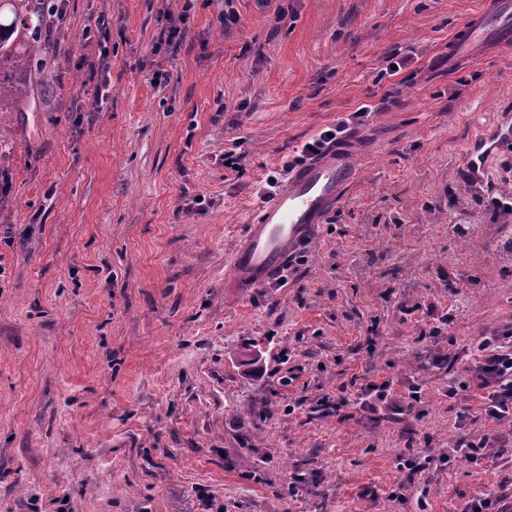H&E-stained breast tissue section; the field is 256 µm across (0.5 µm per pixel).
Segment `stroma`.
<instances>
[{"label": "stroma", "mask_w": 512, "mask_h": 512, "mask_svg": "<svg viewBox=\"0 0 512 512\" xmlns=\"http://www.w3.org/2000/svg\"><path fill=\"white\" fill-rule=\"evenodd\" d=\"M184 4L62 0L49 70L10 71L26 97L0 112V512H206L202 489L222 512L512 505V424L447 396L512 326V214L492 204L512 149L464 176L470 139L512 114V53L448 54L488 0ZM346 120L360 174L309 253L226 287L269 180ZM380 376L420 402L363 408ZM465 434L494 456L397 465Z\"/></svg>", "instance_id": "35a3bbf8"}]
</instances>
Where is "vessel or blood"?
<instances>
[{"label": "vessel or blood", "instance_id": "obj_1", "mask_svg": "<svg viewBox=\"0 0 512 512\" xmlns=\"http://www.w3.org/2000/svg\"><path fill=\"white\" fill-rule=\"evenodd\" d=\"M463 29V35L452 42V53L512 50V0H495L491 9L465 23ZM511 147L512 125L508 123L473 139L467 147V177L481 180L489 158ZM361 151L358 137H347L294 167L286 185L261 200L232 256L227 272L230 287H259L304 252L354 183Z\"/></svg>", "mask_w": 512, "mask_h": 512}]
</instances>
